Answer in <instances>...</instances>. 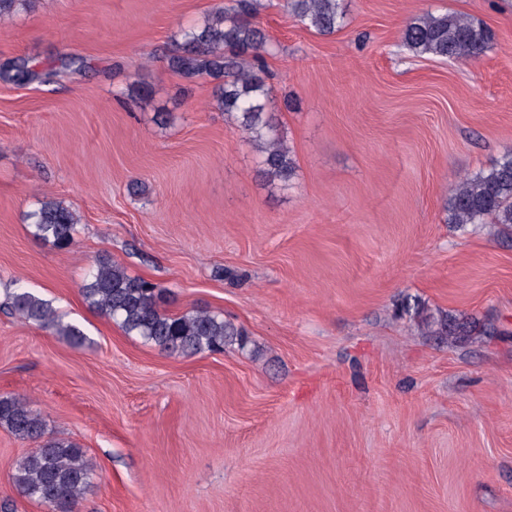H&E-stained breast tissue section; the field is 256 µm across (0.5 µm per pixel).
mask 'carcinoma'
<instances>
[{
  "mask_svg": "<svg viewBox=\"0 0 512 512\" xmlns=\"http://www.w3.org/2000/svg\"><path fill=\"white\" fill-rule=\"evenodd\" d=\"M34 0H0V19L31 8ZM291 15L305 28L332 35L345 25L342 0H287ZM258 0H235L220 7L202 23L182 30L165 54L167 68L192 81L208 78L215 83L214 101L225 120L240 131L258 152L262 175L283 187L297 175V165L284 135L271 115L272 91L264 72L265 56L273 49L264 28L253 21ZM404 45L417 56L473 62L495 46L487 26L452 12L432 13L411 19L402 30ZM38 78L29 61L19 58L0 70V81L25 84ZM32 235L65 249L77 235L79 218L71 207L51 198L38 202L28 213ZM448 223L500 224L512 228V152L493 165L457 182L448 192ZM87 307L117 324L129 336L168 356L222 352L227 345H244V332L224 314L196 311L174 314L162 307L166 290L122 267L100 259L88 270L80 289ZM10 308L26 322L48 329L72 347L91 343L82 327L63 321L48 300L25 288L9 295ZM405 313H414L432 335L454 336L448 316H435L419 303L406 302ZM0 426L21 440L44 439L21 457L15 466L18 492L40 502L50 512H77L95 469L84 448L65 437L50 436L44 420L29 405L13 396H0Z\"/></svg>",
  "mask_w": 512,
  "mask_h": 512,
  "instance_id": "obj_1",
  "label": "carcinoma"
}]
</instances>
